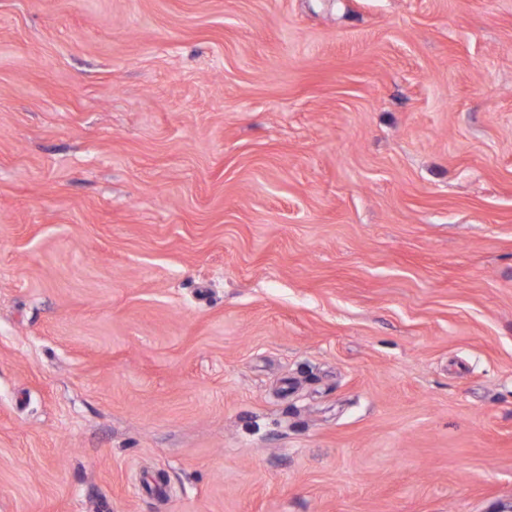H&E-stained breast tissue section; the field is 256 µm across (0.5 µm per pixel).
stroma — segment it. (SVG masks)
<instances>
[{
	"mask_svg": "<svg viewBox=\"0 0 512 512\" xmlns=\"http://www.w3.org/2000/svg\"><path fill=\"white\" fill-rule=\"evenodd\" d=\"M512 502V0H0V512Z\"/></svg>",
	"mask_w": 512,
	"mask_h": 512,
	"instance_id": "obj_1",
	"label": "stroma"
}]
</instances>
